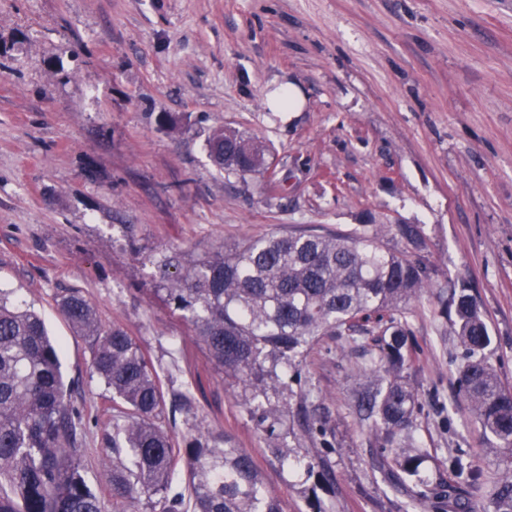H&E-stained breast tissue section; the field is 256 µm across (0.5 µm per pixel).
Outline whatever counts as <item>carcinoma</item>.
I'll return each mask as SVG.
<instances>
[{"label": "carcinoma", "instance_id": "cac0c4a2", "mask_svg": "<svg viewBox=\"0 0 512 512\" xmlns=\"http://www.w3.org/2000/svg\"><path fill=\"white\" fill-rule=\"evenodd\" d=\"M210 158L241 176L265 173L270 149L238 130L207 138ZM404 245L399 249L391 242ZM418 224H364L352 233H271L201 254L163 249L153 293L190 327L196 345L224 375V386L264 435L283 466L305 465L312 512H327L319 489L336 485L330 460L305 440L328 445L315 415L320 394L301 385L308 353L324 336L348 343L385 320L362 370L356 400L380 448L376 471L407 499V512H512V470L450 457L456 481L443 489L421 475L428 452L417 440L423 405L405 376L413 362L406 310L431 286L432 267ZM58 313L89 346L94 374L112 396V421L100 429L114 512H282L253 457L222 433L177 441L165 416L158 366L123 327H107L83 291L54 295ZM448 317L458 353L455 388L482 432L512 451V390L490 362L492 343L477 299L450 289ZM60 347L41 314L0 289V512H105L83 474L89 419L71 404ZM185 471L190 495L173 482Z\"/></svg>", "mask_w": 512, "mask_h": 512}]
</instances>
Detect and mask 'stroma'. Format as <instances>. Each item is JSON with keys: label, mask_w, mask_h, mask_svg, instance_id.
<instances>
[{"label": "stroma", "mask_w": 512, "mask_h": 512, "mask_svg": "<svg viewBox=\"0 0 512 512\" xmlns=\"http://www.w3.org/2000/svg\"><path fill=\"white\" fill-rule=\"evenodd\" d=\"M288 82L304 111H268ZM224 126L271 145L275 180L212 164L206 140ZM398 223L422 227L433 268L431 294L409 306L407 374L424 405V473L444 482L452 449L483 466L512 459L484 456L452 390L457 349L435 299L470 282L512 388V0H0V288L42 315L75 406L102 422L111 403L88 346L53 302L68 288L136 337L164 384L192 383L197 433L249 452L283 512H311L188 325L153 297V261ZM372 345L326 336L305 363L332 442L326 512H406L352 403Z\"/></svg>", "instance_id": "obj_1"}]
</instances>
